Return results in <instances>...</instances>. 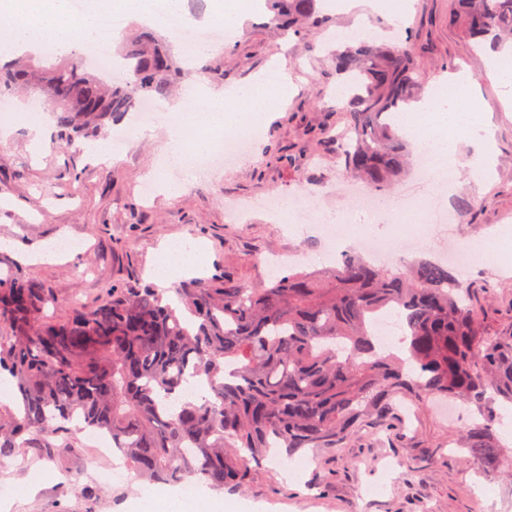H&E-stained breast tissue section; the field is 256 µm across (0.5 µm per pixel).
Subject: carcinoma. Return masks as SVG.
Masks as SVG:
<instances>
[{
	"instance_id": "1",
	"label": "carcinoma",
	"mask_w": 512,
	"mask_h": 512,
	"mask_svg": "<svg viewBox=\"0 0 512 512\" xmlns=\"http://www.w3.org/2000/svg\"><path fill=\"white\" fill-rule=\"evenodd\" d=\"M270 21L302 39L333 18L321 0H266ZM449 23L492 49L512 41V0H458ZM128 79L113 84L79 60L0 63V99L34 97L60 131L107 133L113 118L166 96L180 74L167 38L144 31L121 54ZM341 112L353 143L337 149L345 170L382 191L407 164L394 120L420 99L412 45L363 38L336 49ZM178 303L152 285L114 288L105 303L54 319L49 288L0 268V373L14 382L0 401V460L51 448L76 423L111 438L149 484L191 476L242 489L263 454L276 448H336L361 422L391 428L392 398L463 401L475 417L459 447L483 470L502 463L496 400L512 404V332L494 335L474 288L453 270L418 258L381 268L346 252L330 275L293 271L248 288L230 278H192ZM402 313L404 356L376 342L377 314ZM210 393L186 401L189 379Z\"/></svg>"
}]
</instances>
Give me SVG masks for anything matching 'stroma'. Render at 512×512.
<instances>
[{
  "label": "stroma",
  "instance_id": "1",
  "mask_svg": "<svg viewBox=\"0 0 512 512\" xmlns=\"http://www.w3.org/2000/svg\"><path fill=\"white\" fill-rule=\"evenodd\" d=\"M454 0H414L402 26L421 62L426 90L466 69L474 76L472 94L481 118L495 134L492 150L467 133L458 137L457 181L452 200H466L448 234L470 242L497 234L488 255L474 254L463 277L487 288L490 330L512 331V98L489 76L487 55L448 22ZM334 44L310 34L306 48L284 37L267 14L251 13L238 37L212 51L224 62L223 81L211 90L243 85L262 71L282 65L291 85L279 112L259 129L260 142L275 141L278 156L256 153L206 178L193 167L160 168L162 139L132 138L114 162L102 163L77 139L63 152L52 141L41 150L30 145L16 108L0 112V123L14 127L0 142V250L19 262L22 277L42 282L57 300L56 319L72 314L73 303H102L111 287L149 282L161 243L204 246L207 277L227 276L261 287L265 258H292L308 268L321 249L317 232L289 233L287 224L249 209L228 214L225 200L293 196L309 191L320 206L339 209L337 189L348 180L327 135L343 126L332 101L336 78L329 52ZM169 185L166 193L143 199L146 178ZM63 236L78 239L79 253L51 257L48 246ZM464 415L440 410L435 402L400 406L392 430L358 427L340 446L309 448L303 467L275 456L239 492L207 490L211 512H481L483 490H491L497 512H512V461L485 474L456 444L467 426ZM107 460L98 456L91 436L71 428L57 448L28 449L0 467V512H177L183 501L177 486L145 485L127 476L104 478ZM43 473L32 482L33 473Z\"/></svg>",
  "mask_w": 512,
  "mask_h": 512
}]
</instances>
